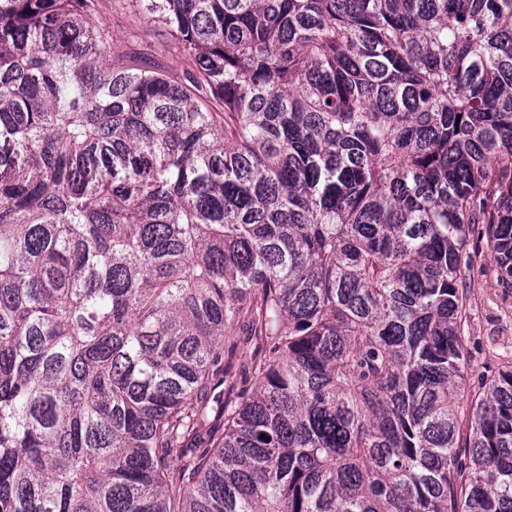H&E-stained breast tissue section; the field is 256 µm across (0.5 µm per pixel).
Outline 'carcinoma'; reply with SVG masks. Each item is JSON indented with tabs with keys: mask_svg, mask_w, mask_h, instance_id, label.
<instances>
[{
	"mask_svg": "<svg viewBox=\"0 0 512 512\" xmlns=\"http://www.w3.org/2000/svg\"><path fill=\"white\" fill-rule=\"evenodd\" d=\"M134 2L0 0V512H512V0ZM96 22L105 25L112 33V41L118 48L131 46L150 58L159 68L184 80V72L190 64L184 57L168 49L157 24L147 23L129 0H102L98 2ZM132 34L137 36L131 42ZM466 253L473 259H465L460 275L468 296L462 327L471 356L466 380L477 386L482 374H494L512 362V288L498 282L493 258L477 231Z\"/></svg>",
	"mask_w": 512,
	"mask_h": 512,
	"instance_id": "obj_1",
	"label": "carcinoma"
}]
</instances>
